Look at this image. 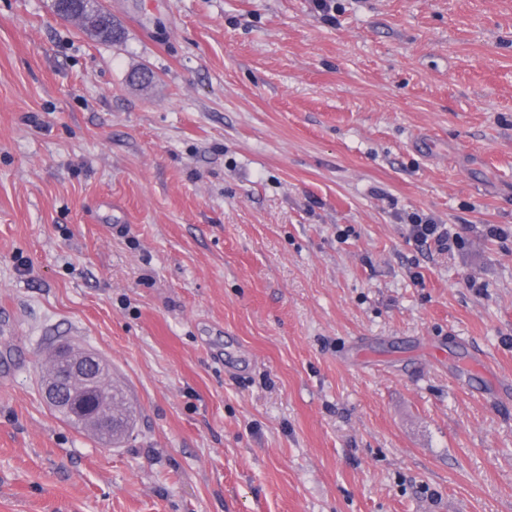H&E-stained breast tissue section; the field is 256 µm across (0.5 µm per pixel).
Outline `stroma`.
Here are the masks:
<instances>
[{
  "label": "stroma",
  "instance_id": "35a3bbf8",
  "mask_svg": "<svg viewBox=\"0 0 512 512\" xmlns=\"http://www.w3.org/2000/svg\"><path fill=\"white\" fill-rule=\"evenodd\" d=\"M103 5L0 0V512H512V0ZM410 220L411 223L407 224L410 237L417 243H433L437 250L448 253L462 245V238L448 232L443 224H435L430 218L423 220L418 216H411ZM65 347H59L55 350V355L64 361L72 371L75 379L83 384L87 389H94L95 372L97 364L101 365V359L91 351H85L80 356L65 355ZM44 392L49 404L59 408H71L73 412L72 415L75 418H82L84 414L90 412L95 406V400L89 397H85L82 402L71 404V402L66 401L65 396H63L56 388H53L51 384H47L44 387ZM107 402H110L111 404L110 411H112V418H104L101 414L95 418L96 423L102 426L103 432L106 433V435H112V424H114L116 430L112 435L111 442L105 441L102 436L98 439L106 445H113L114 447V445H118L126 439L133 424V417L129 408L126 407L123 393L117 391L114 387H112L111 392L106 395L103 394V396L98 400L97 406L99 408H103Z\"/></svg>",
  "mask_w": 512,
  "mask_h": 512
}]
</instances>
